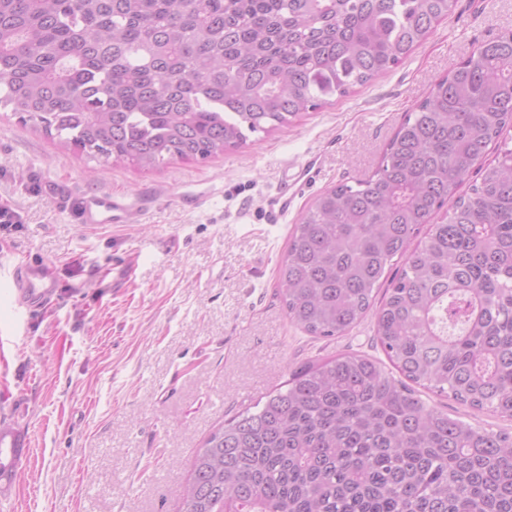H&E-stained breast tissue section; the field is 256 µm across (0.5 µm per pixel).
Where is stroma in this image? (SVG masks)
I'll use <instances>...</instances> for the list:
<instances>
[{
  "instance_id": "1",
  "label": "stroma",
  "mask_w": 512,
  "mask_h": 512,
  "mask_svg": "<svg viewBox=\"0 0 512 512\" xmlns=\"http://www.w3.org/2000/svg\"><path fill=\"white\" fill-rule=\"evenodd\" d=\"M512 31V0H454L402 63L285 128L251 134L204 162L155 170L58 149L0 112V417L28 437L0 512H177L196 448L225 420L310 358H382L375 320L336 339L292 325L277 297L288 234L318 193L370 175L386 143L439 78L479 45ZM319 156L325 175L287 223L265 199ZM123 198L124 224L82 223L50 186ZM51 267L60 293L36 314L12 313V263ZM479 428L512 420L424 392Z\"/></svg>"
}]
</instances>
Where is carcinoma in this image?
<instances>
[{
  "label": "carcinoma",
  "instance_id": "obj_1",
  "mask_svg": "<svg viewBox=\"0 0 512 512\" xmlns=\"http://www.w3.org/2000/svg\"><path fill=\"white\" fill-rule=\"evenodd\" d=\"M452 2L0 0V108L88 159L205 161L398 65ZM509 128L512 32L430 87L371 176L314 199L278 268L288 320L333 338L374 312L400 378L350 353L293 369L197 449L181 512H512V433L417 390L512 419ZM418 389L424 392L421 393L422 398L425 399L430 405L442 407L444 410H448V414H450L452 417H458L475 427L485 428L494 432L505 430L509 433H512V420L510 419L494 417L485 412H477L467 406L459 405L451 398H447L443 395L438 396L435 393L421 389L419 387Z\"/></svg>",
  "mask_w": 512,
  "mask_h": 512
}]
</instances>
